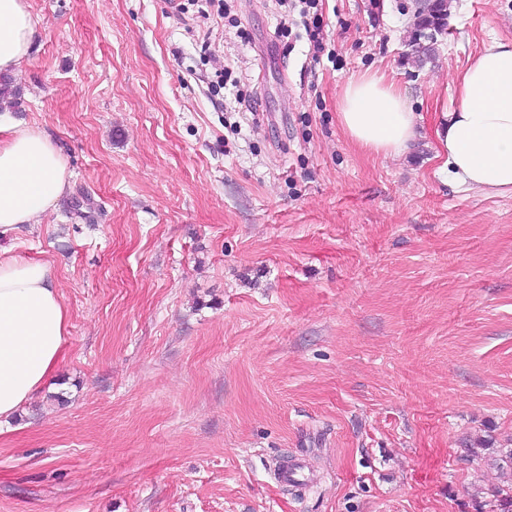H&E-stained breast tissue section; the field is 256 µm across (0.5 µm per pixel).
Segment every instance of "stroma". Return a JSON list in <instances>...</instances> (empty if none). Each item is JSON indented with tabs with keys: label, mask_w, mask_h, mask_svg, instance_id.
<instances>
[{
	"label": "stroma",
	"mask_w": 512,
	"mask_h": 512,
	"mask_svg": "<svg viewBox=\"0 0 512 512\" xmlns=\"http://www.w3.org/2000/svg\"><path fill=\"white\" fill-rule=\"evenodd\" d=\"M28 5L0 114L53 138L71 193L0 248L53 266L69 330L0 422V512H497L512 192L446 181L430 132L512 0H448L423 65L414 0H318V49L278 0ZM368 70L420 117L401 156L339 124Z\"/></svg>",
	"instance_id": "1"
}]
</instances>
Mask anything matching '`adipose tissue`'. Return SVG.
Segmentation results:
<instances>
[{
	"instance_id": "ef3b65f1",
	"label": "adipose tissue",
	"mask_w": 512,
	"mask_h": 512,
	"mask_svg": "<svg viewBox=\"0 0 512 512\" xmlns=\"http://www.w3.org/2000/svg\"><path fill=\"white\" fill-rule=\"evenodd\" d=\"M35 21L27 0H0V73L15 72L31 53ZM458 104L437 113L441 174L465 190L512 191V40L479 53L459 75ZM338 120L366 152L398 156L419 135L416 115L385 75L350 79ZM71 189V175L52 139L26 124L0 141V236L55 209ZM68 313L49 263L0 258V420L14 415L55 374Z\"/></svg>"
}]
</instances>
